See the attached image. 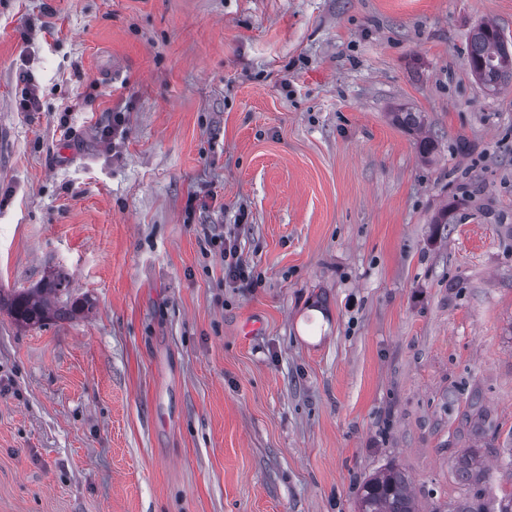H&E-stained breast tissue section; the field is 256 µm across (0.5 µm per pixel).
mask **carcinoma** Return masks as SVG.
I'll list each match as a JSON object with an SVG mask.
<instances>
[{"label": "carcinoma", "mask_w": 512, "mask_h": 512, "mask_svg": "<svg viewBox=\"0 0 512 512\" xmlns=\"http://www.w3.org/2000/svg\"><path fill=\"white\" fill-rule=\"evenodd\" d=\"M467 65L471 74L489 91L495 92L512 83V49L508 48L506 37L495 23L481 22L474 27ZM393 117L397 123L416 130L423 124L419 112L398 111ZM64 290V280L59 278L42 288L16 292L7 304V312L20 326L42 324L56 313L49 295ZM454 467L465 481L472 484L485 483L489 478L483 463L472 455L459 458ZM358 512H419L409 491L408 479L396 464L390 463L363 479Z\"/></svg>", "instance_id": "carcinoma-1"}]
</instances>
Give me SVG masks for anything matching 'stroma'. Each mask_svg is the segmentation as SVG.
I'll return each instance as SVG.
<instances>
[{
  "mask_svg": "<svg viewBox=\"0 0 512 512\" xmlns=\"http://www.w3.org/2000/svg\"><path fill=\"white\" fill-rule=\"evenodd\" d=\"M483 21L512 41V0H0V291L61 273L85 306L0 312V512H357L391 462L421 512L497 508L512 86L469 71ZM232 232L259 287L206 252ZM20 81L24 83L22 98L19 101L18 109L21 112H35L39 109L38 98L36 94V85L32 74L27 71L21 72ZM454 467L465 481L472 484L485 483L489 478L483 463L473 455L462 456L454 463Z\"/></svg>",
  "mask_w": 512,
  "mask_h": 512,
  "instance_id": "35a3bbf8",
  "label": "stroma"
}]
</instances>
